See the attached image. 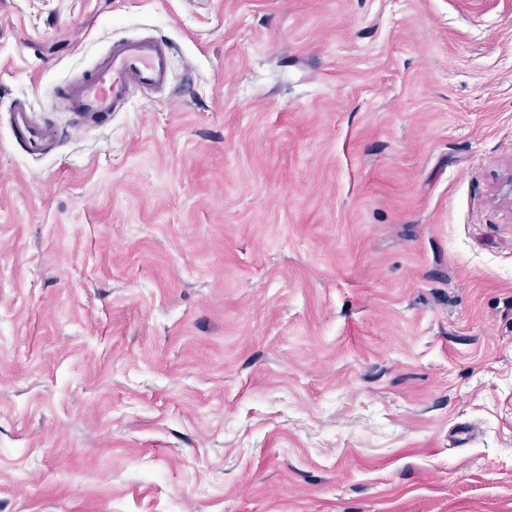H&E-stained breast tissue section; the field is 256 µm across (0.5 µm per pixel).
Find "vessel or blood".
Wrapping results in <instances>:
<instances>
[{
    "label": "vessel or blood",
    "mask_w": 512,
    "mask_h": 512,
    "mask_svg": "<svg viewBox=\"0 0 512 512\" xmlns=\"http://www.w3.org/2000/svg\"><path fill=\"white\" fill-rule=\"evenodd\" d=\"M172 79L173 59L166 40L121 39L92 69L59 86L50 109L70 113L76 130L103 126L134 93L164 90ZM7 116L13 140L22 143L29 155L45 154L59 138L51 124L37 121L31 102L12 101Z\"/></svg>",
    "instance_id": "1"
}]
</instances>
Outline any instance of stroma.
<instances>
[{
  "label": "stroma",
  "instance_id": "obj_1",
  "mask_svg": "<svg viewBox=\"0 0 512 512\" xmlns=\"http://www.w3.org/2000/svg\"><path fill=\"white\" fill-rule=\"evenodd\" d=\"M0 512H512V0H0ZM172 79L173 59L166 40H117L92 69L56 89L48 111L71 113L75 130L104 126L135 92L164 90ZM34 111L31 102L13 100L7 109L8 125L14 141L22 143L29 155L40 156L51 149L59 134L51 124L38 122Z\"/></svg>",
  "mask_w": 512,
  "mask_h": 512
}]
</instances>
